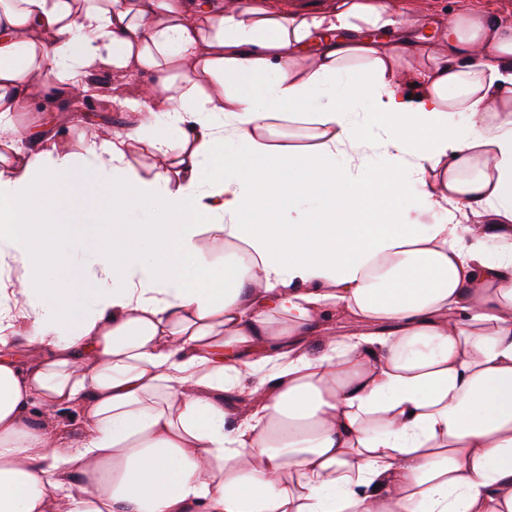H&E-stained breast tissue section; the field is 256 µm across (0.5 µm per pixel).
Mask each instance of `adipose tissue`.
Segmentation results:
<instances>
[{
    "mask_svg": "<svg viewBox=\"0 0 512 512\" xmlns=\"http://www.w3.org/2000/svg\"><path fill=\"white\" fill-rule=\"evenodd\" d=\"M403 15L0 0V512H512V23ZM140 72L126 132L15 154L34 89ZM48 423L59 426L63 438L69 440L79 438L84 431L80 408H67L65 411H60Z\"/></svg>",
    "mask_w": 512,
    "mask_h": 512,
    "instance_id": "obj_1",
    "label": "adipose tissue"
}]
</instances>
